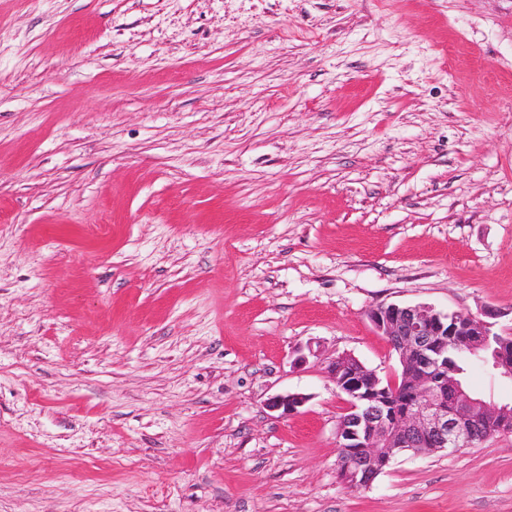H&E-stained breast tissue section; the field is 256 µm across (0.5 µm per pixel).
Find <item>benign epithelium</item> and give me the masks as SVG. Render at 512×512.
Masks as SVG:
<instances>
[{"mask_svg":"<svg viewBox=\"0 0 512 512\" xmlns=\"http://www.w3.org/2000/svg\"><path fill=\"white\" fill-rule=\"evenodd\" d=\"M369 317L396 349L413 403L401 413L389 411L395 384L382 387L381 378L364 365L346 377L349 416L340 419L337 439L343 447L355 446L356 454L338 460L336 474L345 488L369 487L399 453L472 447L512 421V402L473 395L440 364L439 345L455 331L448 327V314L425 304H390L371 310ZM464 335L476 352L492 335L491 326L471 316ZM307 401L304 394L283 393L269 398L267 407L285 417Z\"/></svg>","mask_w":512,"mask_h":512,"instance_id":"benign-epithelium-1","label":"benign epithelium"}]
</instances>
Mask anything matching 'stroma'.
<instances>
[{
	"label": "stroma",
	"instance_id": "obj_1",
	"mask_svg": "<svg viewBox=\"0 0 512 512\" xmlns=\"http://www.w3.org/2000/svg\"><path fill=\"white\" fill-rule=\"evenodd\" d=\"M389 304L512 335V0H0V512H512V434L339 483ZM308 397L301 393H283L269 398L267 407L279 416H288L298 411L307 401Z\"/></svg>",
	"mask_w": 512,
	"mask_h": 512
}]
</instances>
